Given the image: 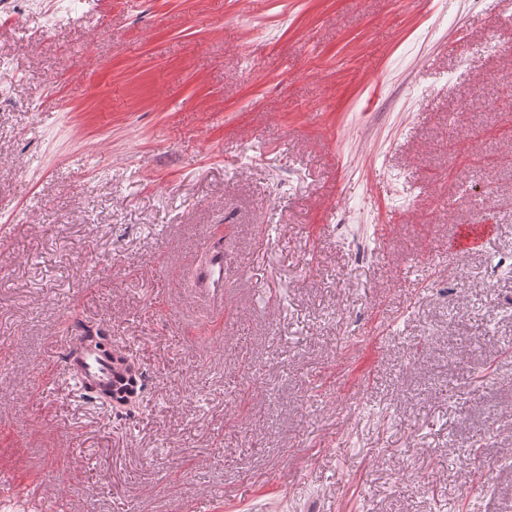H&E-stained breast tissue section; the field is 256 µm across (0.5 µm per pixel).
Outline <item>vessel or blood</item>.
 <instances>
[{"label":"vessel or blood","mask_w":512,"mask_h":512,"mask_svg":"<svg viewBox=\"0 0 512 512\" xmlns=\"http://www.w3.org/2000/svg\"><path fill=\"white\" fill-rule=\"evenodd\" d=\"M208 261L197 273L199 287L222 291L224 288V248L215 243L207 249ZM63 340L68 348L64 369L68 375L79 378L84 388L104 399L111 398L112 387L118 382L117 352L107 349L97 337L65 332Z\"/></svg>","instance_id":"1"}]
</instances>
